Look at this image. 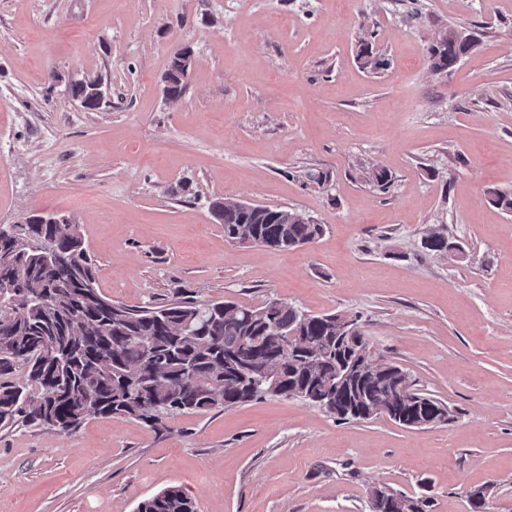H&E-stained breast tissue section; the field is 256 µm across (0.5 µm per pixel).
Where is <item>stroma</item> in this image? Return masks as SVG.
<instances>
[{"label": "stroma", "mask_w": 512, "mask_h": 512, "mask_svg": "<svg viewBox=\"0 0 512 512\" xmlns=\"http://www.w3.org/2000/svg\"><path fill=\"white\" fill-rule=\"evenodd\" d=\"M445 27L480 43L436 74ZM364 38L377 72L356 59ZM186 44L172 105L162 76ZM94 77L110 102L89 111L68 87ZM180 181L192 196L169 194ZM493 189L512 191V0H0V225L72 217L101 293L127 306L182 291L356 317L451 414L410 429L267 396L160 432L127 417L0 430V512H136L170 486L198 512H371L376 488L470 512L478 487L512 512V214ZM215 198L294 208L324 233L236 244ZM434 230L461 253L426 252Z\"/></svg>", "instance_id": "1"}]
</instances>
